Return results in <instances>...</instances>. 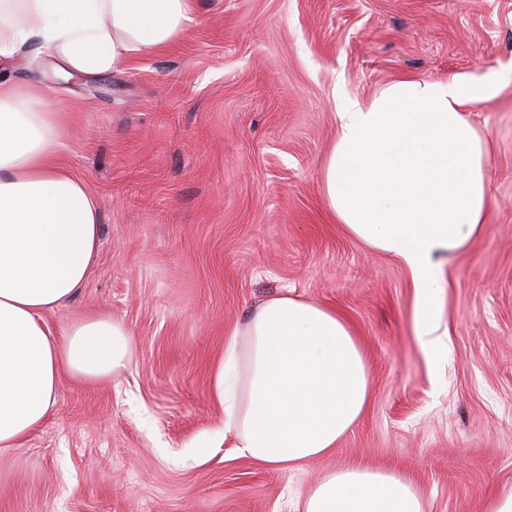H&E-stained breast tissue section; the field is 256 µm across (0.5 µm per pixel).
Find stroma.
<instances>
[{"label":"stroma","mask_w":512,"mask_h":512,"mask_svg":"<svg viewBox=\"0 0 512 512\" xmlns=\"http://www.w3.org/2000/svg\"><path fill=\"white\" fill-rule=\"evenodd\" d=\"M26 52L13 72L71 113L64 158L99 202L101 246L52 330L109 316L118 372L60 380L48 420L0 456V512H295L341 466L408 477L427 512H485L512 481V0H198L177 43L64 80ZM465 76L489 140L486 233L443 259L433 346L396 259L349 237L322 169L336 114L389 84ZM291 292L355 330L370 403L330 455L279 471L216 442L224 338Z\"/></svg>","instance_id":"1"}]
</instances>
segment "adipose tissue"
Returning a JSON list of instances; mask_svg holds the SVG:
<instances>
[{
  "label": "adipose tissue",
  "instance_id": "adipose-tissue-1",
  "mask_svg": "<svg viewBox=\"0 0 512 512\" xmlns=\"http://www.w3.org/2000/svg\"><path fill=\"white\" fill-rule=\"evenodd\" d=\"M196 0H0V61L36 48L68 75L119 70L183 34ZM487 85L402 79L348 101L323 167L329 210L349 236L397 259L416 292L415 327L440 316L442 254L482 236L488 145L465 105ZM43 88L0 77V452L48 419L62 374L124 366L122 323L92 316L54 335L44 316L68 302L100 246L98 204L61 153L71 115L40 109ZM212 392L241 456L284 470L329 454L365 410L360 341L336 309L281 294L228 332ZM303 512H426L416 487L385 470L346 467L310 485Z\"/></svg>",
  "mask_w": 512,
  "mask_h": 512
}]
</instances>
